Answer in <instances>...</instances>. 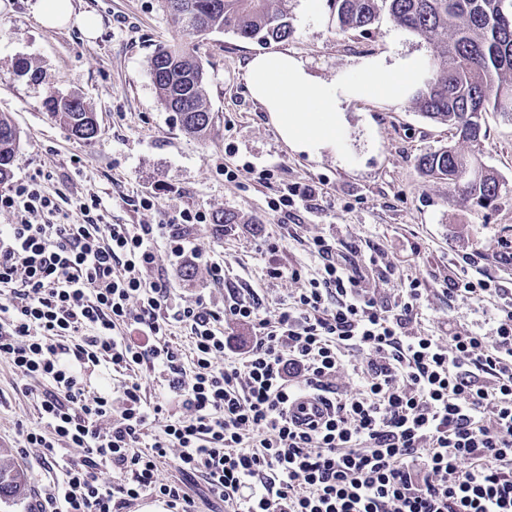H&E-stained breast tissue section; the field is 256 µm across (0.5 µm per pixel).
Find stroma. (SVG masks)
Returning a JSON list of instances; mask_svg holds the SVG:
<instances>
[{"instance_id":"stroma-1","label":"stroma","mask_w":512,"mask_h":512,"mask_svg":"<svg viewBox=\"0 0 512 512\" xmlns=\"http://www.w3.org/2000/svg\"><path fill=\"white\" fill-rule=\"evenodd\" d=\"M78 13L97 17L99 30L88 38L75 23L41 25L29 0H0V113L21 132L13 182L38 179L59 193L65 213L89 193L101 199L106 222L136 224L133 205L153 194L149 218L167 224L186 209L224 212L237 221L216 232L212 224L193 228L202 253L222 258L224 280L213 283L205 268L186 276L184 265L164 261L162 271L184 300L205 297L223 311L230 294L254 293L263 304L287 301L297 286L267 274L269 261L314 276L319 261L313 238L337 241V258L357 269L365 285L393 302L396 287L378 282L370 258L389 264L398 280L420 278L427 288L423 312L411 334H442L447 322L489 331L490 304L449 302L442 289L453 267L512 287V122L499 113L483 115L482 160L506 184L499 198L481 208L466 201L447 181L422 174L418 159L447 146L446 125L400 104L352 102L341 133L353 163L341 165L331 154L311 156L290 148L269 115L250 95L246 61L264 44L230 32L194 40L190 53L206 73L207 106L214 118L203 138L186 134L173 112L160 102L149 61L177 29L161 0H72ZM292 36L279 49L301 58L325 79L349 71L361 58L387 51L392 38L409 50L431 56L424 39L381 14L369 31H339L329 19V0H288ZM80 95L96 113L93 140L72 136L46 113L49 93ZM273 179H259L263 167ZM236 179L227 180L225 170ZM316 185L314 201L273 212L270 199L292 184ZM276 245L267 258L268 245ZM37 417L36 403L22 392L13 369L0 361V448L10 449L29 477L24 498L0 502V512H30L39 489L52 478L39 453L22 448V432Z\"/></svg>"}]
</instances>
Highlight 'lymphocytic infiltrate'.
I'll return each instance as SVG.
<instances>
[{
  "instance_id": "lymphocytic-infiltrate-1",
  "label": "lymphocytic infiltrate",
  "mask_w": 512,
  "mask_h": 512,
  "mask_svg": "<svg viewBox=\"0 0 512 512\" xmlns=\"http://www.w3.org/2000/svg\"><path fill=\"white\" fill-rule=\"evenodd\" d=\"M100 207L86 195L64 224L40 181L0 193L16 216L0 225V360L35 382L23 445L55 475L32 512H124L146 497L199 512L184 482L196 475L228 512H512L511 288L449 278V300L494 301L492 329L414 336L423 281L401 282L387 304L319 236L316 277L269 265L270 277L307 282L274 317L255 297L231 298L233 320L254 331L236 350L219 314L159 273L169 256L223 281V260L191 238L209 214L110 224ZM176 323L189 354L169 340ZM97 372L153 376L176 406L148 401L136 381L92 387ZM343 376L352 391H337ZM306 394L327 414L303 427L290 410ZM170 458L182 479H160Z\"/></svg>"
}]
</instances>
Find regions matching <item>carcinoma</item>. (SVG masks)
<instances>
[{
  "label": "carcinoma",
  "instance_id": "cac0c4a2",
  "mask_svg": "<svg viewBox=\"0 0 512 512\" xmlns=\"http://www.w3.org/2000/svg\"><path fill=\"white\" fill-rule=\"evenodd\" d=\"M287 0H164L180 30L149 62L159 99L180 128L204 137L213 126L206 106L202 66L184 42L214 31L243 39L280 42L293 34ZM330 17L341 31H367L381 12L433 45L432 75L415 95L426 117L448 126L456 142L418 160L426 176L446 179L479 207L495 201L503 183L494 171L462 149L481 140L483 113L492 110L512 121V0H330ZM48 115L78 139L91 140L98 127L93 112L76 95H49ZM20 130L0 113V184L12 176ZM27 475L0 449V501H14L26 490Z\"/></svg>",
  "mask_w": 512,
  "mask_h": 512
}]
</instances>
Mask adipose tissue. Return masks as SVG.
<instances>
[{
  "label": "adipose tissue",
  "mask_w": 512,
  "mask_h": 512,
  "mask_svg": "<svg viewBox=\"0 0 512 512\" xmlns=\"http://www.w3.org/2000/svg\"><path fill=\"white\" fill-rule=\"evenodd\" d=\"M32 9L49 28L72 21L91 35L98 28L95 16L74 13L71 0H34ZM427 74L425 57L397 44L388 54L360 60L352 71L330 81L314 76L303 60L280 50L254 55L245 65L247 89L268 112L281 139L310 155L340 151L339 135L352 102H405Z\"/></svg>",
  "instance_id": "1"
}]
</instances>
